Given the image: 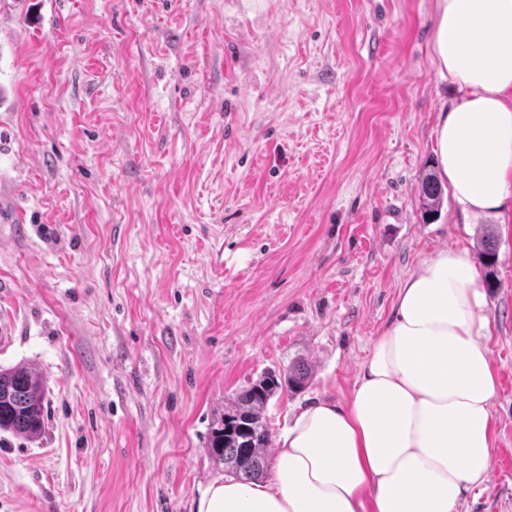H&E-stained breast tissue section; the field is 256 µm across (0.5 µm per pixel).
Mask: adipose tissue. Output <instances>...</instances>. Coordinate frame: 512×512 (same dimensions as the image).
<instances>
[{
	"label": "adipose tissue",
	"mask_w": 512,
	"mask_h": 512,
	"mask_svg": "<svg viewBox=\"0 0 512 512\" xmlns=\"http://www.w3.org/2000/svg\"><path fill=\"white\" fill-rule=\"evenodd\" d=\"M431 49L457 91L436 126L440 175L465 213L512 218V0H437ZM489 333L466 253L423 260L350 398L301 407L270 479H215L196 512H457L490 464Z\"/></svg>",
	"instance_id": "obj_1"
}]
</instances>
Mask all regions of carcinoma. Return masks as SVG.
Segmentation results:
<instances>
[{
	"instance_id": "cac0c4a2",
	"label": "carcinoma",
	"mask_w": 512,
	"mask_h": 512,
	"mask_svg": "<svg viewBox=\"0 0 512 512\" xmlns=\"http://www.w3.org/2000/svg\"><path fill=\"white\" fill-rule=\"evenodd\" d=\"M443 190L437 178L426 176L422 184L421 207L430 218L438 214ZM481 259L490 269L496 265L497 245L489 232L481 240ZM308 371L303 363L288 367V388L305 385ZM283 388L282 377L267 372L255 383L235 393L219 427L210 440L211 457L224 465V472L236 478L255 481L265 470V448L269 430L264 412L269 400ZM45 382L26 367L0 370V431L30 440L39 438L44 429Z\"/></svg>"
}]
</instances>
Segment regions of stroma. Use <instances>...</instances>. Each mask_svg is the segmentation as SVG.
I'll return each mask as SVG.
<instances>
[{
  "label": "stroma",
  "mask_w": 512,
  "mask_h": 512,
  "mask_svg": "<svg viewBox=\"0 0 512 512\" xmlns=\"http://www.w3.org/2000/svg\"><path fill=\"white\" fill-rule=\"evenodd\" d=\"M436 0H0V369L46 381L0 432V512H194L224 404L309 367L270 436L346 400L398 289L477 260L498 388L485 481L512 512V224L419 210L454 94ZM45 382L26 367L0 370V431L30 440L44 429Z\"/></svg>",
  "instance_id": "stroma-1"
}]
</instances>
